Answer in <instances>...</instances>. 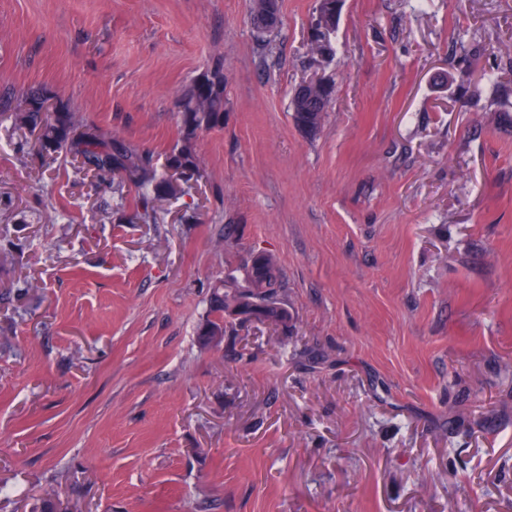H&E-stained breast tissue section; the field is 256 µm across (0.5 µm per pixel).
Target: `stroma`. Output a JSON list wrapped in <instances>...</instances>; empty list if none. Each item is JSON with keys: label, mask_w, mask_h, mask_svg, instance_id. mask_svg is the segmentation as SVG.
I'll return each mask as SVG.
<instances>
[{"label": "stroma", "mask_w": 512, "mask_h": 512, "mask_svg": "<svg viewBox=\"0 0 512 512\" xmlns=\"http://www.w3.org/2000/svg\"><path fill=\"white\" fill-rule=\"evenodd\" d=\"M250 8L0 0V90L156 163L219 59L226 99L152 224L0 121V512H512V0H342L311 139L315 0ZM261 251L288 327L201 348ZM318 74L315 72L310 77L303 79L294 89L293 93L299 87H304L307 90L301 100L293 97L291 98V109L293 106L300 104L308 112H295L293 118L297 127L301 132L309 136H316L323 125L326 113L329 111L333 103L334 84L332 80L325 74L321 73V85H315L313 78ZM309 121L310 125L307 129L300 128L301 123Z\"/></svg>", "instance_id": "35a3bbf8"}]
</instances>
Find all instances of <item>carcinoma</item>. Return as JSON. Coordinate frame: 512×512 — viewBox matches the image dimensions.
<instances>
[{"label": "carcinoma", "mask_w": 512, "mask_h": 512, "mask_svg": "<svg viewBox=\"0 0 512 512\" xmlns=\"http://www.w3.org/2000/svg\"><path fill=\"white\" fill-rule=\"evenodd\" d=\"M324 32L316 42H308L310 51L322 42L334 56L336 26L324 24ZM322 84L313 77L303 79L299 86L307 90L302 99L291 98V105L305 108L296 112V124L309 123L303 133L317 135L326 113L333 103L334 84L321 75ZM181 142L167 155L163 168H158L153 155L132 145L118 135L101 131L82 115L54 101L43 87L27 90L22 100L14 104L11 98L0 100V116L11 121L13 130L36 135L38 152L43 157L61 154L76 158L81 167L101 182L116 177L138 190L136 218L143 222L155 220V202L163 197L176 198L184 185L202 177L197 151L200 133L224 126V64L218 62L205 72L189 90L179 105ZM281 269L277 258L268 253L255 256L245 267L241 280L226 277L213 286L210 318L200 329L199 336H222L236 317L229 314L233 307L242 308V319L255 320L274 326L286 325L291 319L288 308L279 302Z\"/></svg>", "instance_id": "obj_1"}]
</instances>
